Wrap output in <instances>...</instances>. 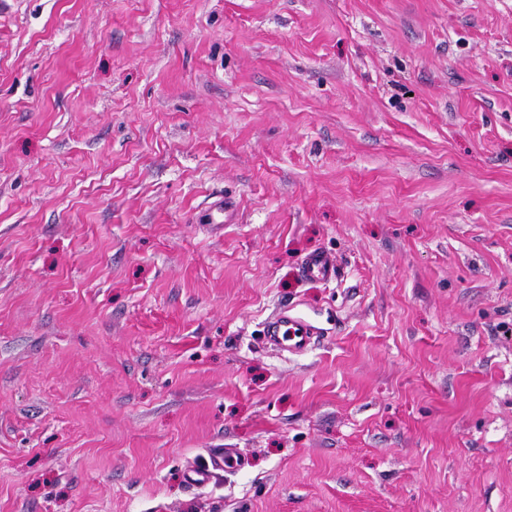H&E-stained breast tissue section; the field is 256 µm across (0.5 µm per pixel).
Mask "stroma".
I'll list each match as a JSON object with an SVG mask.
<instances>
[{
    "label": "stroma",
    "instance_id": "1",
    "mask_svg": "<svg viewBox=\"0 0 512 512\" xmlns=\"http://www.w3.org/2000/svg\"><path fill=\"white\" fill-rule=\"evenodd\" d=\"M0 512H512V0H0ZM299 273L306 282L327 284L336 279L337 266L328 253L314 251L301 260ZM264 337L274 349L302 356L318 343L320 329L304 317L291 313V308L283 307L266 321ZM241 464V454L235 448H217L209 455V461L203 467L191 469L188 482L192 486H203L210 482L215 471L235 469Z\"/></svg>",
    "mask_w": 512,
    "mask_h": 512
}]
</instances>
